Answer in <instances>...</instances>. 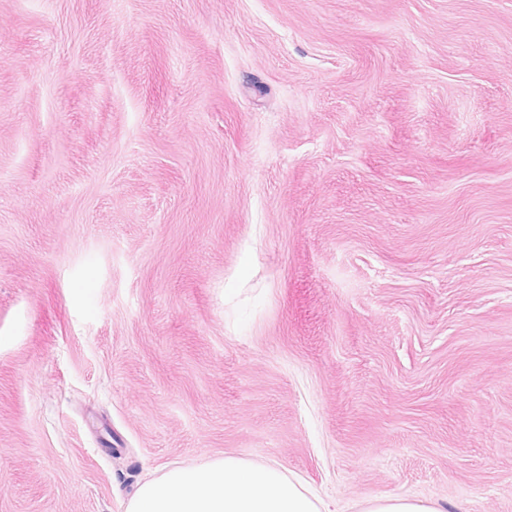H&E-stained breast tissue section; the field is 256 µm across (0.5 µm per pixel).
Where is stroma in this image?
Returning <instances> with one entry per match:
<instances>
[{"label": "stroma", "instance_id": "stroma-1", "mask_svg": "<svg viewBox=\"0 0 512 512\" xmlns=\"http://www.w3.org/2000/svg\"><path fill=\"white\" fill-rule=\"evenodd\" d=\"M229 455L512 512V0H0V512Z\"/></svg>", "mask_w": 512, "mask_h": 512}]
</instances>
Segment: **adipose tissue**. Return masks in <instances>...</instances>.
<instances>
[{
    "label": "adipose tissue",
    "instance_id": "ef3b65f1",
    "mask_svg": "<svg viewBox=\"0 0 512 512\" xmlns=\"http://www.w3.org/2000/svg\"><path fill=\"white\" fill-rule=\"evenodd\" d=\"M125 512H329L273 466L227 456L143 482Z\"/></svg>",
    "mask_w": 512,
    "mask_h": 512
}]
</instances>
